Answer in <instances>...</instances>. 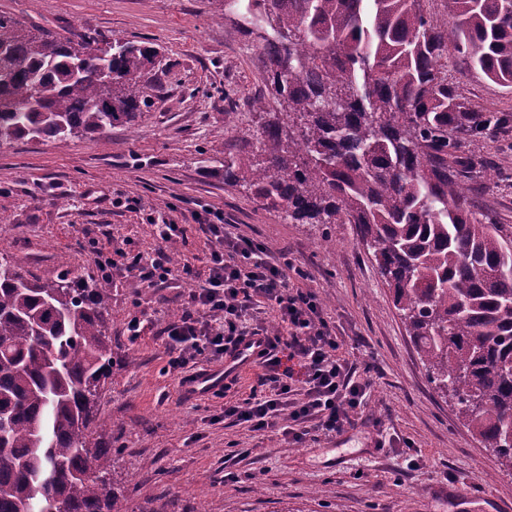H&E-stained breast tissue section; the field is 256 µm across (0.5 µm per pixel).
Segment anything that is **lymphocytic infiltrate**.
I'll return each mask as SVG.
<instances>
[{
    "instance_id": "f902f5d3",
    "label": "lymphocytic infiltrate",
    "mask_w": 512,
    "mask_h": 512,
    "mask_svg": "<svg viewBox=\"0 0 512 512\" xmlns=\"http://www.w3.org/2000/svg\"><path fill=\"white\" fill-rule=\"evenodd\" d=\"M192 220L209 243L202 267L191 262L173 265L170 247L181 239V225L163 223L156 230V245L146 255L133 256L122 274L162 286L174 278L191 281L188 302L181 315L162 328L169 353L168 370L179 382L202 361L223 358L245 337L263 336V369L258 387L241 402L224 403L225 418L250 424L256 431L284 426L286 434L302 441L310 428L336 436L354 427L367 398L371 381L358 376L340 356L336 332L323 316L317 296L293 287V265L286 254L232 236L220 213L192 212ZM277 312L287 336L264 326L245 327L258 302ZM287 344L304 368L303 396L295 398L292 376L278 377L280 344Z\"/></svg>"
}]
</instances>
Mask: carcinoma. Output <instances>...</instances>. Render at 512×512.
Returning a JSON list of instances; mask_svg holds the SVG:
<instances>
[{
	"instance_id": "carcinoma-1",
	"label": "carcinoma",
	"mask_w": 512,
	"mask_h": 512,
	"mask_svg": "<svg viewBox=\"0 0 512 512\" xmlns=\"http://www.w3.org/2000/svg\"><path fill=\"white\" fill-rule=\"evenodd\" d=\"M256 42L269 96L224 157L243 187L294 224H352L373 250L430 383L483 447L512 466V224L467 194L470 174L507 178L460 139L512 128L448 83V47L512 88V0H218ZM158 51L120 40L35 35L0 16V145L66 139L131 121L156 89ZM279 108H274V105ZM112 288L28 278L0 252V512L138 511L111 481L95 438L98 389L112 374Z\"/></svg>"
}]
</instances>
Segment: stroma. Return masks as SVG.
Listing matches in <instances>:
<instances>
[{"instance_id": "obj_1", "label": "stroma", "mask_w": 512, "mask_h": 512, "mask_svg": "<svg viewBox=\"0 0 512 512\" xmlns=\"http://www.w3.org/2000/svg\"><path fill=\"white\" fill-rule=\"evenodd\" d=\"M0 15L53 34L154 46L161 60L149 109L135 122L63 140L0 145V249L42 280L64 272L97 277L96 249L120 245L116 265L154 246L153 224H182V258L208 246L191 218L199 206L224 214L233 234L287 250L335 325L339 353L372 386L355 427L301 443L254 431L222 414L224 399L191 397L167 373L160 334L177 318L190 285L152 288L112 281L113 375L100 393L104 441L119 448L116 473L129 504L154 498L173 512H504L512 468L459 418L427 377L412 336L354 225L294 224L224 183L219 151L241 134L226 115L264 91L258 51L222 17L217 0H0ZM448 80L485 112H511L512 89L470 71L448 53ZM471 197L512 224V189L477 178ZM141 198L137 207L127 197ZM150 326L131 338L128 323Z\"/></svg>"}]
</instances>
